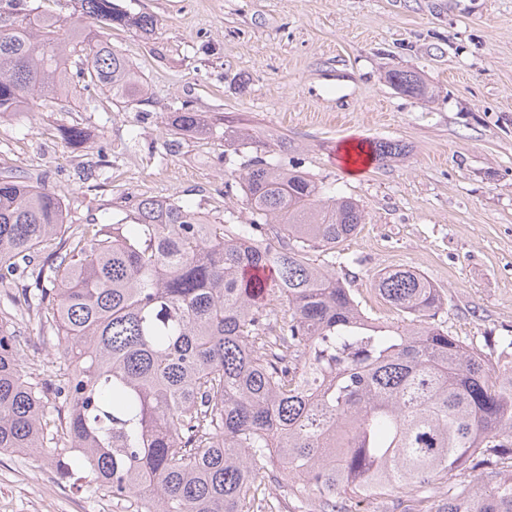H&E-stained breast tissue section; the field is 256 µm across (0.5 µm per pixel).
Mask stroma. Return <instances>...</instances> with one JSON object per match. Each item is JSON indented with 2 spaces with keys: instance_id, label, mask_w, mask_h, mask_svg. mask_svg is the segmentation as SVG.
Wrapping results in <instances>:
<instances>
[{
  "instance_id": "1",
  "label": "stroma",
  "mask_w": 512,
  "mask_h": 512,
  "mask_svg": "<svg viewBox=\"0 0 512 512\" xmlns=\"http://www.w3.org/2000/svg\"><path fill=\"white\" fill-rule=\"evenodd\" d=\"M150 14L154 35L112 34L143 72L145 111L36 99L0 115V171L41 182L63 198L73 224L124 217L145 196L168 197L213 219L248 223L240 187L245 156L222 139L170 135L165 116L190 103L244 127L251 142L308 173L326 197L365 210L340 243L336 273L368 315H400L373 289L375 276L414 269L438 288L439 322L472 342L490 368L512 354L485 339L512 336V0H115ZM420 75L427 97L386 79ZM77 124L88 140L65 144ZM401 141L405 154L346 172L338 146ZM0 285V311L22 336L27 370L53 384L61 339L18 294ZM47 456L0 454V512H120L111 497L60 478Z\"/></svg>"
}]
</instances>
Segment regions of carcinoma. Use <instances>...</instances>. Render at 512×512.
Wrapping results in <instances>:
<instances>
[{
  "label": "carcinoma",
  "mask_w": 512,
  "mask_h": 512,
  "mask_svg": "<svg viewBox=\"0 0 512 512\" xmlns=\"http://www.w3.org/2000/svg\"><path fill=\"white\" fill-rule=\"evenodd\" d=\"M76 17L0 0V114L35 99L100 92L124 108L148 85L105 31L153 33L157 20L113 0H77ZM82 86L71 79V69ZM388 82L424 97L412 71ZM172 135L217 134L184 103ZM79 145L86 132L62 126ZM381 163L401 145L376 140ZM241 184L252 219L221 224L170 198L145 196L113 224H70L40 182L0 175V284L20 272L44 284L39 306L63 339L67 367L49 389L25 370L0 315V452L77 455L87 483L125 512H279L271 485L318 496L319 512H352L373 496L447 488L436 512H512V370L436 322L442 297L423 274L395 268L374 289L404 325L376 324L312 253L336 254L365 211L323 199L303 171L254 153ZM278 227L261 243L255 235ZM55 251L42 256V246ZM268 269L263 284L248 271ZM463 469L498 477L461 485Z\"/></svg>",
  "instance_id": "1"
}]
</instances>
